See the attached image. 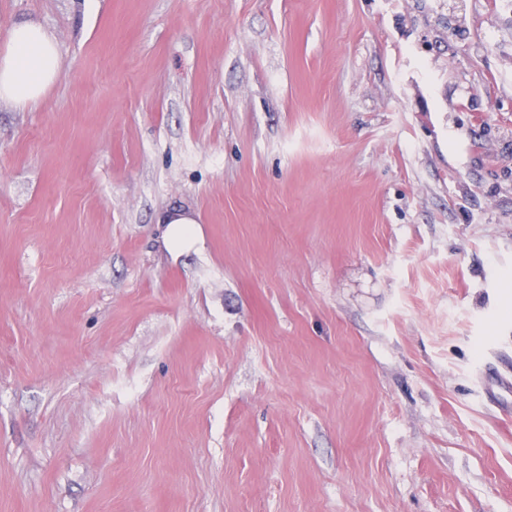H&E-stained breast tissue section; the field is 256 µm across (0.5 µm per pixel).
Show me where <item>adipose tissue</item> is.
I'll use <instances>...</instances> for the list:
<instances>
[{
	"mask_svg": "<svg viewBox=\"0 0 512 512\" xmlns=\"http://www.w3.org/2000/svg\"><path fill=\"white\" fill-rule=\"evenodd\" d=\"M58 40L37 21L14 24L0 48V99L21 109L39 105L65 66Z\"/></svg>",
	"mask_w": 512,
	"mask_h": 512,
	"instance_id": "ef3b65f1",
	"label": "adipose tissue"
}]
</instances>
